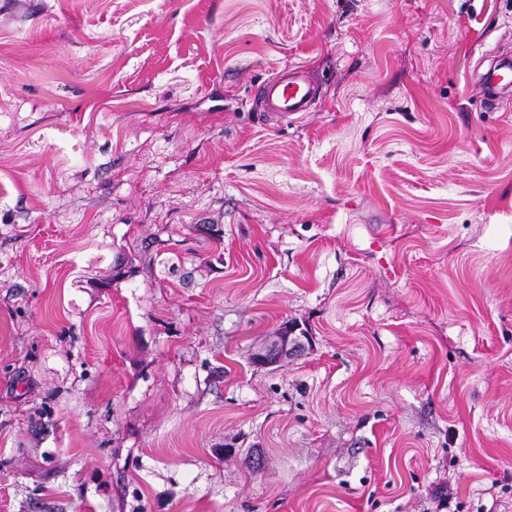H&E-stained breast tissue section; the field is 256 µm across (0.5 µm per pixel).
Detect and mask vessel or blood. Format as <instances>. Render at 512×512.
<instances>
[{"mask_svg":"<svg viewBox=\"0 0 512 512\" xmlns=\"http://www.w3.org/2000/svg\"><path fill=\"white\" fill-rule=\"evenodd\" d=\"M264 121L285 120L311 111L321 91L303 67L285 66L253 89Z\"/></svg>","mask_w":512,"mask_h":512,"instance_id":"vessel-or-blood-1","label":"vessel or blood"}]
</instances>
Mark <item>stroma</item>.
Listing matches in <instances>:
<instances>
[{"label": "stroma", "instance_id": "1", "mask_svg": "<svg viewBox=\"0 0 512 512\" xmlns=\"http://www.w3.org/2000/svg\"><path fill=\"white\" fill-rule=\"evenodd\" d=\"M505 55L512 0H0V512H512ZM257 112L267 122L288 120L300 112H311L321 90L301 66H284L253 89ZM296 328L288 333V326H285L279 336L262 346L255 354L257 364L264 366H280L288 362V359L295 357L302 349H305L303 336H291ZM304 338V337H303Z\"/></svg>", "mask_w": 512, "mask_h": 512}]
</instances>
